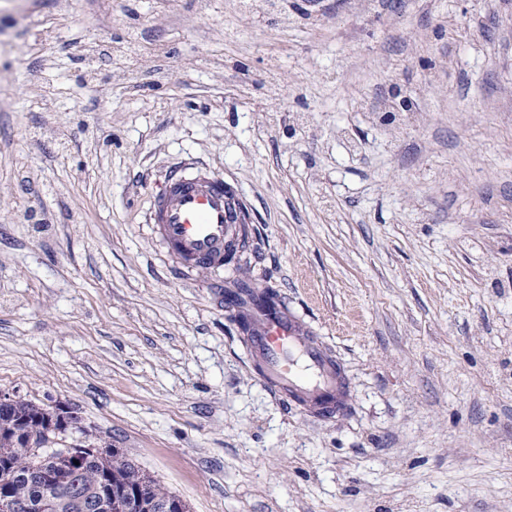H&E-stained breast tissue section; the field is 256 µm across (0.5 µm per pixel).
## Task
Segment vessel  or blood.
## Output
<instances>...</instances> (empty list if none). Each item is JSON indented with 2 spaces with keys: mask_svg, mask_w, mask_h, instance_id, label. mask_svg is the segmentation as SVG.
Here are the masks:
<instances>
[{
  "mask_svg": "<svg viewBox=\"0 0 512 512\" xmlns=\"http://www.w3.org/2000/svg\"><path fill=\"white\" fill-rule=\"evenodd\" d=\"M238 202L221 180L201 168L174 172L154 197L149 221L159 239L182 263L219 269L224 250L240 227ZM249 338L252 356L265 381L280 395L313 408L336 409L341 381L330 354L303 329L287 308L254 310Z\"/></svg>",
  "mask_w": 512,
  "mask_h": 512,
  "instance_id": "vessel-or-blood-1",
  "label": "vessel or blood"
}]
</instances>
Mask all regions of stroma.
Returning <instances> with one entry per match:
<instances>
[{
	"mask_svg": "<svg viewBox=\"0 0 512 512\" xmlns=\"http://www.w3.org/2000/svg\"><path fill=\"white\" fill-rule=\"evenodd\" d=\"M251 247L177 261V165ZM272 285L345 381L279 397ZM0 392L75 408L189 512H512V0H0ZM245 292L252 302H255L258 299L263 305H265L268 309L275 310L278 307L279 297L278 293L273 287L266 286L264 289H253L248 286L246 283H237V289H226L225 291V300L228 304L241 306L245 305L246 301L241 297V293Z\"/></svg>",
	"mask_w": 512,
	"mask_h": 512,
	"instance_id": "1",
	"label": "stroma"
}]
</instances>
